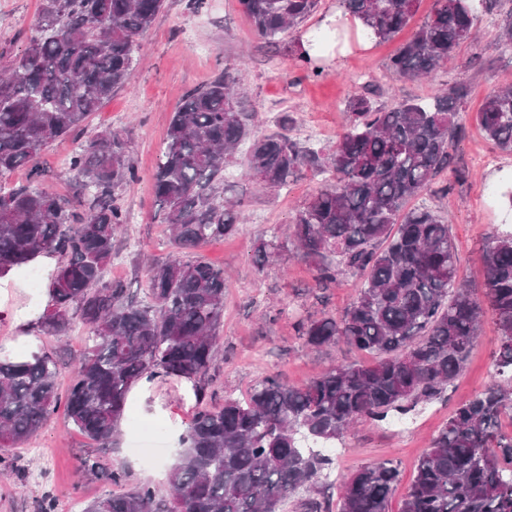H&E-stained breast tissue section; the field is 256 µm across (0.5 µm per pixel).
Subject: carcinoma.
Listing matches in <instances>:
<instances>
[{"label": "carcinoma", "mask_w": 512, "mask_h": 512, "mask_svg": "<svg viewBox=\"0 0 512 512\" xmlns=\"http://www.w3.org/2000/svg\"><path fill=\"white\" fill-rule=\"evenodd\" d=\"M385 42L413 19L418 0H342ZM496 0H434L426 20L389 59L403 80L431 77L461 44L475 38L479 14ZM257 36L294 56L307 76L324 68L301 55L294 35L319 0H239ZM164 0H41L34 33L0 75V182L35 161L55 141L83 126L99 103L133 78L139 38ZM495 48L512 51V15ZM238 69L227 64L172 113L162 157L152 173L171 254L147 265L149 300L106 277L115 234L128 224L115 189L139 179L122 133L104 130L80 141L66 173L80 196L43 184L0 186V276L37 254L57 257L49 304L38 331L60 338L80 323L87 348L58 391L54 353L0 360V447L25 442L58 412L99 448L114 441L131 385L187 378L198 408L168 477L169 495L150 483L105 494L84 512H285L301 497V512L322 509V449L351 425L376 420L405 403L445 395L465 368L479 329L491 317L500 345L493 380L457 405L416 465L400 512H512V233L494 234L482 248L484 281L458 275L448 222L409 203L450 167L459 124L455 97L438 91L391 109L352 93L349 124L326 149L301 145L280 131L256 135L243 111ZM485 138L512 153V86L487 96L476 113ZM249 142L245 176L280 190L311 171L333 183L318 190L290 220L296 255L316 259L317 288L348 271L361 280L338 316L298 321L308 348L339 342L372 353V365L338 364L302 385L265 376L244 400L207 402L224 324V269L198 250L243 223L244 202L224 197L226 167ZM273 239L255 248L257 270L279 255ZM82 473L126 480L120 465L106 470L84 457ZM399 481L392 459L339 477L337 512H390Z\"/></svg>", "instance_id": "carcinoma-1"}]
</instances>
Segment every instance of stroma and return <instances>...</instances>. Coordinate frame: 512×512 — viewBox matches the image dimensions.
<instances>
[{
	"instance_id": "35a3bbf8",
	"label": "stroma",
	"mask_w": 512,
	"mask_h": 512,
	"mask_svg": "<svg viewBox=\"0 0 512 512\" xmlns=\"http://www.w3.org/2000/svg\"><path fill=\"white\" fill-rule=\"evenodd\" d=\"M40 9V0H0V72L25 48ZM512 11V0H499L492 13L479 22L480 44L463 43L446 65L424 82L397 78L386 69L388 59L405 41L402 30L391 41L372 44L327 64L320 79L307 77L283 52L264 44L238 0H206L202 11L190 10L188 0H165L154 24L141 36L135 77L130 86L117 89L87 120L88 132L110 129L122 132L128 156L138 171L137 181L115 191L127 211V231L119 237L109 278L124 281L137 298L147 295L145 256H165L169 250L166 227L157 215L151 174L159 162L172 113L190 91L203 87L225 65L238 68L247 97L243 104L252 113L256 134L276 130L283 113L294 119L293 134L318 146L331 145L348 123L344 101L352 93L372 90L378 105L389 109L405 99L430 98L438 88L454 89L459 98L463 130L452 150V166L464 171L465 179L440 176L423 204L449 218L457 247L461 278L477 284L483 279L480 254L489 236L512 231L501 223L500 203L486 195L485 186L496 185L512 170V154L494 151L473 121L491 90L512 83V53L495 50L493 41L502 20ZM74 139L55 142L36 163L15 170L11 182L40 176L62 195L76 194L75 183L65 173L64 162ZM244 153L228 169L227 195L244 199L247 221L238 231L203 247L201 256L223 268L224 325L217 343L220 355L211 374L216 402L240 398L264 376L280 375L293 384H303L336 363H372L371 355L340 343L328 349L304 347L296 323L302 318L339 315L357 294L358 281L351 273L338 276L326 289L314 287L313 265L294 259L290 218L319 189L321 181L304 175L276 192L261 190L242 174ZM273 238L281 258L257 271L254 264L258 238ZM37 346L54 352L60 365L59 383L67 385L74 363L83 355L81 329L56 339L37 336ZM499 347L492 320H484L469 363L454 387L444 397L417 405L407 413L389 412L381 421L360 423L332 448L337 474L387 458L401 467L399 491H406L419 456L433 434L448 420L459 403L471 398L492 380V361ZM180 389H172L166 411L154 416L159 435L140 433L134 426L142 415L126 409L120 435L110 447L96 449L64 415L48 425L11 454L18 475H0V512H37L42 499L55 503L56 512H66L68 503L85 508L105 494H120L126 488L150 483L167 490V469L176 447L169 431L176 421H189ZM97 452L104 467L123 465L125 483L110 484L85 477L80 460Z\"/></svg>"
}]
</instances>
